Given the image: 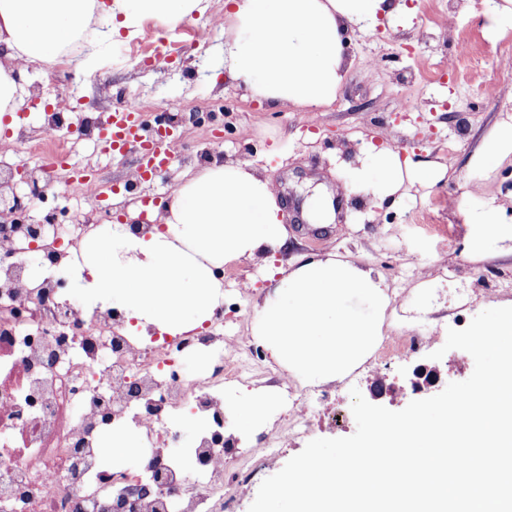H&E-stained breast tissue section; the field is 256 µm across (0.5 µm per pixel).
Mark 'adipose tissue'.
I'll list each match as a JSON object with an SVG mask.
<instances>
[{"mask_svg":"<svg viewBox=\"0 0 512 512\" xmlns=\"http://www.w3.org/2000/svg\"><path fill=\"white\" fill-rule=\"evenodd\" d=\"M208 7V0H0V120L20 109L30 65L54 59L75 36L94 33L85 57L93 63L107 39L94 32L97 19L133 36L144 20L174 28ZM398 9L394 0H224V69L268 105L296 112L330 105L346 76L343 30L374 26ZM511 156L512 122L503 121L471 158L475 191H482L486 169ZM443 176L438 166L412 167L389 144L368 143L348 164L340 191L376 205ZM506 207L492 199L469 215L471 254L482 255L492 240L512 242V224L502 220ZM149 215L153 225L141 234L117 221L95 230L75 277L87 310L117 306L127 321L162 336H182L212 320L224 301L215 269L288 242L275 187L240 162L187 171ZM390 301L382 280L351 253L332 250L271 279L254 308L255 340L302 383H330L377 348Z\"/></svg>","mask_w":512,"mask_h":512,"instance_id":"1","label":"adipose tissue"}]
</instances>
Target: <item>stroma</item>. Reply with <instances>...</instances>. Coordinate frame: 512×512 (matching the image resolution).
<instances>
[{
	"mask_svg": "<svg viewBox=\"0 0 512 512\" xmlns=\"http://www.w3.org/2000/svg\"><path fill=\"white\" fill-rule=\"evenodd\" d=\"M499 2L481 0L474 8L467 0H400L397 21L347 26L343 54L348 70L335 101L311 112H293L260 103L227 77L219 22L224 0H209L203 16L177 28L148 20L143 36L107 43L95 70L71 67L50 78L43 66H33L27 121L37 122L62 94L69 99L73 121L89 114L107 116L117 100L131 96L144 105L146 127H156L165 113L173 112L180 132L169 146L170 166L141 183L132 198H166L184 171L216 160L249 164L279 188L287 246L266 258L224 265L225 335L253 344L254 306L268 275L332 248L352 252L396 295L397 306L385 312L384 334H403L401 307L421 312L427 332L444 334L457 316L470 320L486 309L512 306V287L477 293L464 310L456 295L461 281L476 283L493 275L512 280V256L503 254L501 244L488 243L486 256L471 258V227L465 222L466 213L488 198L512 194V158L486 172L483 194L468 193L472 155L491 129L512 118V28L499 36L486 21ZM460 42L465 52H457ZM160 45L173 59L158 70L143 56ZM408 97L417 99L420 109L397 120V107ZM373 112L381 114L380 122L370 121ZM375 133L413 166H446L445 176L377 207L360 195L335 199V216L324 226L296 222L313 188L343 184L345 162ZM74 152L76 162L96 169L105 186L125 187L138 160L134 150L109 155L88 140L77 142ZM427 361L423 354L384 358L357 387L374 404L402 410L413 399L414 368ZM327 390L329 401L310 410L308 438L289 440L283 426L270 419L245 428L254 458L263 462L261 477L279 472L307 439L354 434L347 381ZM274 436L281 450L269 459L266 443Z\"/></svg>",
	"mask_w": 512,
	"mask_h": 512,
	"instance_id": "35a3bbf8",
	"label": "stroma"
}]
</instances>
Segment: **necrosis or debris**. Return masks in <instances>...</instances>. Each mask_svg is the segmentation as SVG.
Instances as JSON below:
<instances>
[{"label":"necrosis or debris","mask_w":512,"mask_h":512,"mask_svg":"<svg viewBox=\"0 0 512 512\" xmlns=\"http://www.w3.org/2000/svg\"><path fill=\"white\" fill-rule=\"evenodd\" d=\"M100 129L97 118L75 128L52 112L18 140L48 175L66 167L72 139ZM111 214L49 210L32 222L20 210L0 225V512H114L120 501L124 512H237L253 473L241 465L249 457L241 437L224 428V392L248 382L253 351L225 336L220 311L196 335L148 342L111 308L72 301L81 243ZM30 250L45 269L36 280L5 258ZM197 355L206 372L186 377L178 362ZM261 376L276 390L288 435L306 434L305 392L271 369ZM188 413L206 423L189 472L177 460L174 425ZM122 430L137 432L144 449L132 471L99 461L101 436Z\"/></svg>","instance_id":"4bbe7bcc"}]
</instances>
